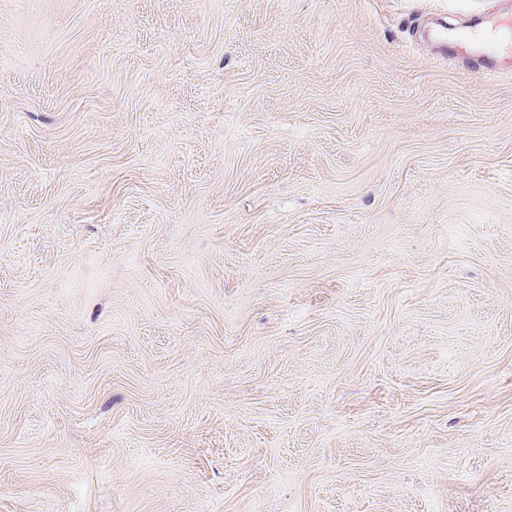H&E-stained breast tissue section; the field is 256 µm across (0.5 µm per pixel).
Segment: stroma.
<instances>
[{
    "instance_id": "1",
    "label": "stroma",
    "mask_w": 512,
    "mask_h": 512,
    "mask_svg": "<svg viewBox=\"0 0 512 512\" xmlns=\"http://www.w3.org/2000/svg\"><path fill=\"white\" fill-rule=\"evenodd\" d=\"M500 0H0V512H512Z\"/></svg>"
}]
</instances>
